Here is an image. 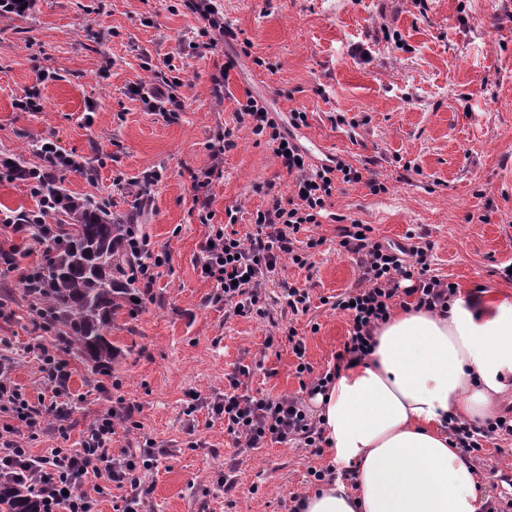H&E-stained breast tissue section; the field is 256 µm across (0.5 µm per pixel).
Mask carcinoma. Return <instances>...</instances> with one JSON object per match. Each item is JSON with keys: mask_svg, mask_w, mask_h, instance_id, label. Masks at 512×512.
I'll return each instance as SVG.
<instances>
[{"mask_svg": "<svg viewBox=\"0 0 512 512\" xmlns=\"http://www.w3.org/2000/svg\"><path fill=\"white\" fill-rule=\"evenodd\" d=\"M54 215L57 240L42 267L47 283L42 320L69 328L68 347L103 370L118 354L106 336L112 318L136 304L131 271L141 255L129 244L135 225L120 222L106 205L91 200L68 199L55 206ZM0 502L10 512H36L30 489L0 483Z\"/></svg>", "mask_w": 512, "mask_h": 512, "instance_id": "1", "label": "carcinoma"}]
</instances>
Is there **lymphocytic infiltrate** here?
I'll return each mask as SVG.
<instances>
[{
  "label": "lymphocytic infiltrate",
  "mask_w": 512,
  "mask_h": 512,
  "mask_svg": "<svg viewBox=\"0 0 512 512\" xmlns=\"http://www.w3.org/2000/svg\"><path fill=\"white\" fill-rule=\"evenodd\" d=\"M184 3L205 23L204 49L213 51L218 45L237 41V32L212 0ZM238 119L250 122L254 134H268L274 155L295 177L294 196H271L268 205L257 211L256 232L249 240L220 229L202 247L205 275L221 288L225 304L238 315H259L263 312L260 299L266 274L286 257L294 264L305 265V257L296 250L297 233L302 225L319 223L325 216L337 182H360L362 173L338 158L319 166L309 162L290 133L291 128L306 125V113H292L289 127L283 128L250 96L240 104ZM372 232L370 225L355 219L341 230L339 245L356 257L360 278L358 287L336 299L335 306L346 312L351 330L343 349L335 356L334 368L314 374L305 360L302 339L296 331L287 334L298 360L296 374L309 376L306 389L310 394L325 392L338 368L372 352L373 332L390 316L399 296L412 298L415 308L443 312L456 294L454 283L443 282L431 274L424 247L412 243L387 246L375 241ZM248 373V368L242 366L229 374L231 391L215 408L216 414L224 418L225 431L236 443L259 448L300 439L308 447H318L323 430L310 418L302 399L241 392V378ZM134 411V406L127 405L122 411L101 415L86 432L80 447L52 448L46 454L36 455L25 448L24 439L41 430L40 413L6 372L0 370V480L16 478L32 488L36 493V512H97L96 500L85 484L91 477L104 478L125 490L123 512H145L140 474L154 467L153 452L145 448H123L117 452L112 449L113 435L131 419ZM450 432L456 447L477 457L493 436L512 435V417L492 419L480 428L454 424Z\"/></svg>",
  "instance_id": "f902f5d3"
}]
</instances>
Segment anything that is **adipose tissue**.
Listing matches in <instances>:
<instances>
[{"label":"adipose tissue","instance_id":"ef3b65f1","mask_svg":"<svg viewBox=\"0 0 512 512\" xmlns=\"http://www.w3.org/2000/svg\"><path fill=\"white\" fill-rule=\"evenodd\" d=\"M374 339L314 399L337 476L304 512H489L448 425L485 423L512 400V298L483 287L444 313L401 308Z\"/></svg>","mask_w":512,"mask_h":512}]
</instances>
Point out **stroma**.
Wrapping results in <instances>:
<instances>
[{
  "label": "stroma",
  "instance_id": "obj_1",
  "mask_svg": "<svg viewBox=\"0 0 512 512\" xmlns=\"http://www.w3.org/2000/svg\"><path fill=\"white\" fill-rule=\"evenodd\" d=\"M239 41L200 49L201 21L181 0H34L21 16H0V158L24 157L33 141L51 140L84 164L58 172L67 193L106 204L114 216L136 212L156 267L151 296L135 314L120 312L109 338L118 355L106 371L60 350L72 407L65 422L26 439L33 454L75 448L87 429L119 402L140 404L134 427L113 448L152 441L156 467L145 472L148 512H288L289 493L309 489V472L328 465L326 448L302 443L237 446L212 410L227 376L250 370L248 391L296 394L297 359L285 334L295 329L315 373L325 371L349 336L334 308L359 283L353 255L341 251L342 220L356 219L377 240L428 243L435 275L465 292L495 286L512 296V0H217ZM249 49H242L241 41ZM233 69L223 100L211 95L225 59ZM48 67L45 107L15 106ZM181 79L183 108L167 121L148 112L131 88ZM254 97L287 123L307 115L294 135L312 164L340 157L363 171L338 184L320 223L296 244L306 266L282 260L263 290L264 316H240L218 300L202 272L201 246L232 227L253 232L252 218L270 194L291 196L295 179L267 136L239 125L235 110ZM233 145L214 157L212 145ZM220 168L207 188L208 208L193 200L192 177ZM158 183L138 196L136 180ZM384 184L371 192L367 182ZM235 211L229 223L227 211ZM0 246L19 269L38 266L37 231L0 225ZM308 289L310 309L292 313L288 286ZM66 327L35 329L17 272L0 274V358L35 408L50 390L40 347L60 349ZM493 507L512 498V436L491 440L475 462ZM232 469L234 485L224 486ZM499 478H491V470Z\"/></svg>",
  "mask_w": 512,
  "mask_h": 512
}]
</instances>
